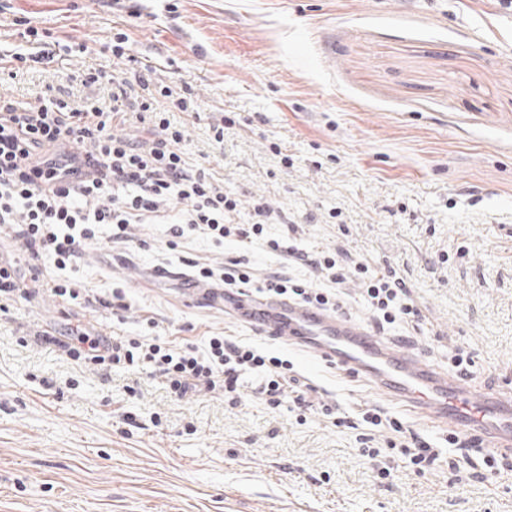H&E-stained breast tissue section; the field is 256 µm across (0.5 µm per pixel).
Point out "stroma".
<instances>
[{
	"label": "stroma",
	"instance_id": "1",
	"mask_svg": "<svg viewBox=\"0 0 512 512\" xmlns=\"http://www.w3.org/2000/svg\"><path fill=\"white\" fill-rule=\"evenodd\" d=\"M0 44L16 24L87 43L62 64L0 80V96L46 87L99 95L71 75L103 70L191 98L171 113L190 163L204 164L239 200L296 222L314 250L392 265L421 311L397 326L430 364L451 369L463 349L469 380L512 397V8L500 0H11ZM130 59H113L114 30ZM223 125L224 141L211 129ZM247 257L253 283L304 268L259 243L217 245L201 232L131 224L91 247L69 278L100 305H67L51 291L0 303V512H512V469L480 478L482 456L448 449V428L380 396L223 311L181 300V275ZM125 307H104L113 289ZM82 325L103 336L172 342L206 353L224 336L290 360L312 406L297 415L257 394L246 375L238 402L223 392L186 397L151 366L93 367L36 342ZM342 414L377 406L437 448L426 472L372 431L364 456ZM391 475L377 477L378 462Z\"/></svg>",
	"mask_w": 512,
	"mask_h": 512
}]
</instances>
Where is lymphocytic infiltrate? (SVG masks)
Returning <instances> with one entry per match:
<instances>
[{
	"instance_id": "f902f5d3",
	"label": "lymphocytic infiltrate",
	"mask_w": 512,
	"mask_h": 512,
	"mask_svg": "<svg viewBox=\"0 0 512 512\" xmlns=\"http://www.w3.org/2000/svg\"><path fill=\"white\" fill-rule=\"evenodd\" d=\"M73 45L42 43L37 51L24 47L0 53V70L17 74L26 63L51 64L72 54ZM104 83L106 95L79 100L43 94L34 100L0 99V225L9 228L20 245L21 262H0V300H30L40 287L79 306L91 304L87 292L69 280L44 277L39 266L51 260L58 271L74 268L83 251L103 237L121 239L130 224H166L173 237L204 230L214 243L234 235L242 242L265 246L292 263L326 280L311 281L277 271L261 291L286 297L324 311L342 313L338 285L348 277L361 280L372 328L383 336L396 324L420 317L404 279L395 269L378 271L345 260L341 254L300 247L296 227L279 238L266 227L281 223L267 203L256 202L248 224L230 223L238 202L216 184L206 168L189 163L184 135L170 110L191 111L190 100L174 96L170 87L151 88L144 74L134 78L105 77L103 72L80 77V85ZM139 121L143 135L130 140L116 128ZM40 343L60 347L68 359L107 370L115 365H152L169 389L184 396L193 389L237 393L245 374L260 375V394L274 407L284 402L302 406L304 394L288 392V360L223 336L210 337L206 355L182 352L138 339H108L72 329L70 341L55 332L39 334ZM363 423H389L401 436L397 448L416 470L431 466L435 448L422 437L403 438L398 420H387L380 409L368 408Z\"/></svg>"
}]
</instances>
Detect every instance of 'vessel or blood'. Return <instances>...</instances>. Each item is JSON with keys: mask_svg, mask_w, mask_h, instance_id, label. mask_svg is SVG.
I'll list each match as a JSON object with an SVG mask.
<instances>
[{"mask_svg": "<svg viewBox=\"0 0 512 512\" xmlns=\"http://www.w3.org/2000/svg\"><path fill=\"white\" fill-rule=\"evenodd\" d=\"M193 300L222 306L247 324L311 353L313 359L370 380L392 400L433 422L469 426L477 437L512 447V398L466 384L356 323L306 304L192 278Z\"/></svg>", "mask_w": 512, "mask_h": 512, "instance_id": "1", "label": "vessel or blood"}]
</instances>
